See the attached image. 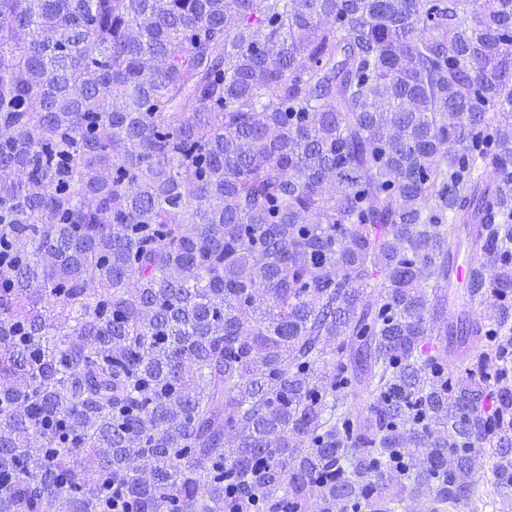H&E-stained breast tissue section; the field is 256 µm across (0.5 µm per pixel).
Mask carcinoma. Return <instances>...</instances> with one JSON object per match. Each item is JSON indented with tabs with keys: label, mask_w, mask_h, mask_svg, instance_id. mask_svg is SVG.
I'll list each match as a JSON object with an SVG mask.
<instances>
[{
	"label": "carcinoma",
	"mask_w": 512,
	"mask_h": 512,
	"mask_svg": "<svg viewBox=\"0 0 512 512\" xmlns=\"http://www.w3.org/2000/svg\"><path fill=\"white\" fill-rule=\"evenodd\" d=\"M469 4L0 0V512L512 500V0ZM467 277V264H457L452 288H449L448 321H456L463 310L471 309L470 297L465 281Z\"/></svg>",
	"instance_id": "obj_1"
}]
</instances>
